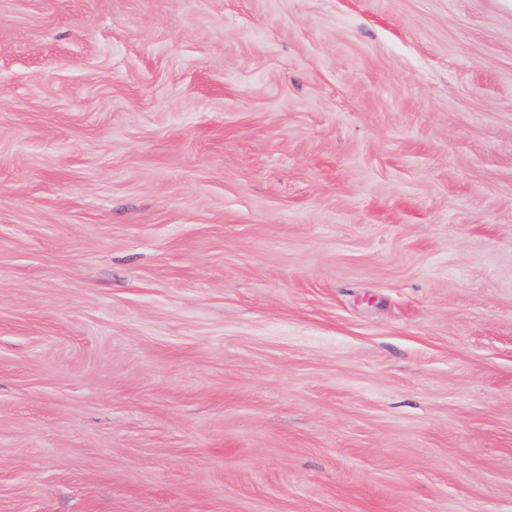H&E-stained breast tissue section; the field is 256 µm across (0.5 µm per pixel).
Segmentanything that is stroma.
I'll return each instance as SVG.
<instances>
[{
    "mask_svg": "<svg viewBox=\"0 0 512 512\" xmlns=\"http://www.w3.org/2000/svg\"><path fill=\"white\" fill-rule=\"evenodd\" d=\"M0 512H512V0H0Z\"/></svg>",
    "mask_w": 512,
    "mask_h": 512,
    "instance_id": "stroma-1",
    "label": "stroma"
}]
</instances>
